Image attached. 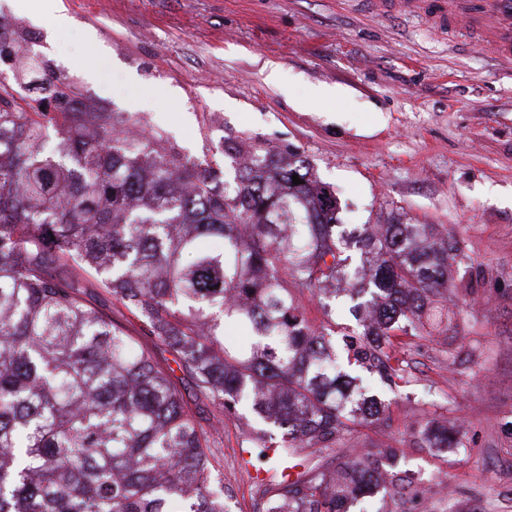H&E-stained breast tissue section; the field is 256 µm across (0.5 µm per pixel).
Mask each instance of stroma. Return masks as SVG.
<instances>
[{
  "mask_svg": "<svg viewBox=\"0 0 512 512\" xmlns=\"http://www.w3.org/2000/svg\"><path fill=\"white\" fill-rule=\"evenodd\" d=\"M110 2L102 12L97 0H60L61 29L43 0H0V14L107 111L140 115L185 154L218 153L230 137L287 146L335 191L340 223L398 211L463 242L484 279L454 307L458 332L401 338L407 382L365 375L387 419L346 446L399 449L417 482L393 512H512V67L471 34L375 15L359 0ZM431 418L458 430L462 447L420 446L411 427ZM243 438L225 422L224 483L232 512H255Z\"/></svg>",
  "mask_w": 512,
  "mask_h": 512,
  "instance_id": "obj_1",
  "label": "stroma"
}]
</instances>
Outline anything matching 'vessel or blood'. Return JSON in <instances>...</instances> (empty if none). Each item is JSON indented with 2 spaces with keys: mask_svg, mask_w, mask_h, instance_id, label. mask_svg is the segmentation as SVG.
Returning a JSON list of instances; mask_svg holds the SVG:
<instances>
[{
  "mask_svg": "<svg viewBox=\"0 0 512 512\" xmlns=\"http://www.w3.org/2000/svg\"><path fill=\"white\" fill-rule=\"evenodd\" d=\"M381 15L417 16L443 34L468 31L512 65V0H365Z\"/></svg>",
  "mask_w": 512,
  "mask_h": 512,
  "instance_id": "vessel-or-blood-1",
  "label": "vessel or blood"
}]
</instances>
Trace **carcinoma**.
<instances>
[{
    "label": "carcinoma",
    "instance_id": "cac0c4a2",
    "mask_svg": "<svg viewBox=\"0 0 512 512\" xmlns=\"http://www.w3.org/2000/svg\"><path fill=\"white\" fill-rule=\"evenodd\" d=\"M34 82L51 96H15ZM0 36V512H229L221 450L173 380L188 375L208 420L245 433L266 464L256 512H356L401 493V455L338 444L387 420L360 373L403 378L398 336L445 332L448 298L477 284L459 239L434 224L340 229L335 192L297 151L229 139L192 158ZM298 175L303 183L293 184ZM120 303L172 355L159 365L87 299ZM369 308L356 335L315 328L299 295ZM228 325L254 334L247 345ZM414 433L458 448L448 426ZM304 470H282L293 459Z\"/></svg>",
    "mask_w": 512,
    "mask_h": 512
}]
</instances>
